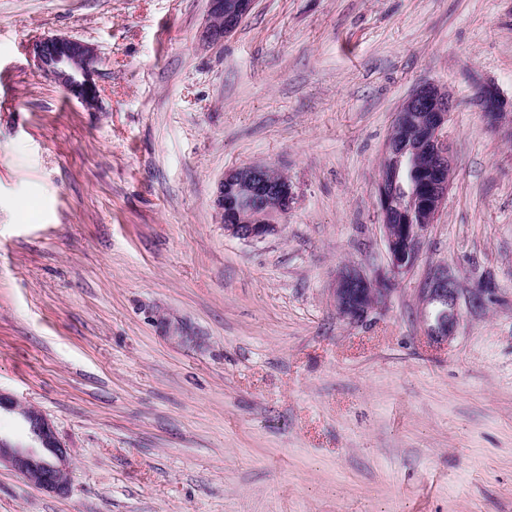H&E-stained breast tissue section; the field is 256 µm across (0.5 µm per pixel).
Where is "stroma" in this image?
I'll use <instances>...</instances> for the list:
<instances>
[{
	"mask_svg": "<svg viewBox=\"0 0 512 512\" xmlns=\"http://www.w3.org/2000/svg\"><path fill=\"white\" fill-rule=\"evenodd\" d=\"M0 0V392L45 414L67 492L0 467V512H512V0ZM96 46L99 111L34 66ZM448 90L454 178L366 322L345 266H388L375 184L396 115ZM298 192L280 235L225 234V171ZM459 280L425 333L431 269ZM255 0H208V11L202 40L217 45L234 31L251 12ZM477 105L493 124H503V120L509 117L508 113L505 112L503 100L493 87L485 86L480 90ZM458 282L447 267L431 270L420 288L422 306L431 308L426 318L427 334L435 341L445 342L457 321Z\"/></svg>",
	"mask_w": 512,
	"mask_h": 512,
	"instance_id": "stroma-1",
	"label": "stroma"
}]
</instances>
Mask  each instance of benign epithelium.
<instances>
[{
	"label": "benign epithelium",
	"instance_id": "1",
	"mask_svg": "<svg viewBox=\"0 0 512 512\" xmlns=\"http://www.w3.org/2000/svg\"><path fill=\"white\" fill-rule=\"evenodd\" d=\"M254 3L255 0H208L203 42L208 45L223 42L224 37L251 12ZM29 52L36 68L62 88L69 98L88 111L98 107L100 89L95 77L101 58L93 45L70 36L53 35L32 43ZM425 101L431 108L421 114L429 130L424 148L439 158V166L432 170L422 167L421 153L395 148L393 136L388 138L384 155L394 154L398 170L409 173L406 200L411 214H417L420 207L430 209L434 220L445 206L453 174V153L447 132L453 100L449 92L426 85L417 89L405 106L416 111ZM477 105L493 124H501L508 118L503 100L490 86L480 90ZM276 174V168L265 163L243 165L224 174L214 199L224 232L248 243L261 242L280 232L278 220L288 216L297 194L292 182L286 179L272 183ZM376 195L381 215L385 216L392 197L385 187L383 174L377 179ZM428 228L427 224L381 225L389 256V273L369 277L354 267L342 270L334 288L336 311L342 319L350 323L368 320L391 292L383 284L395 282L415 265ZM457 296L458 282L448 268H435L429 272L419 298L422 306L430 309L426 318L427 334L438 342L447 341L454 330ZM2 410L20 415L27 428L29 445L0 435V465L11 467L35 486L65 493L71 481L72 458L51 420L36 408L25 406L0 392Z\"/></svg>",
	"mask_w": 512,
	"mask_h": 512
}]
</instances>
